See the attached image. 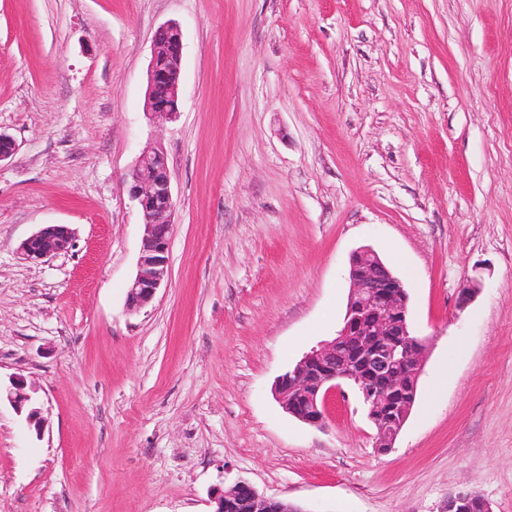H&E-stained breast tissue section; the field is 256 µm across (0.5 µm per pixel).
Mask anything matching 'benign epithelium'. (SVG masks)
<instances>
[{"instance_id":"1","label":"benign epithelium","mask_w":512,"mask_h":512,"mask_svg":"<svg viewBox=\"0 0 512 512\" xmlns=\"http://www.w3.org/2000/svg\"><path fill=\"white\" fill-rule=\"evenodd\" d=\"M183 35L169 23L157 29L147 75L146 115L173 119L179 113V78ZM129 197L141 209L144 232L137 272L126 297L127 310L138 312L155 298L169 275V245L175 202L167 160L157 148L143 151L125 180ZM73 245V231L66 224H46L24 239L20 253L33 262L66 253ZM350 294L337 337L305 353L283 373L274 396L296 419L320 427L325 422L328 395L343 385L358 388L368 419L375 428V447L381 453L394 448L410 409L426 345L413 335L408 321V296L403 282L370 249L354 252L349 260ZM8 402L41 434L43 419L33 406L27 383L21 378L0 387V402ZM249 497L250 512H302L284 500L266 497L249 482L239 480L214 498V512H224L240 493ZM492 512L489 503L473 492L448 495L440 512Z\"/></svg>"}]
</instances>
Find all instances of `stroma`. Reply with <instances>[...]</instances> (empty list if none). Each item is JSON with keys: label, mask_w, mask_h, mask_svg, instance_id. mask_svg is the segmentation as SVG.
<instances>
[{"label": "stroma", "mask_w": 512, "mask_h": 512, "mask_svg": "<svg viewBox=\"0 0 512 512\" xmlns=\"http://www.w3.org/2000/svg\"><path fill=\"white\" fill-rule=\"evenodd\" d=\"M172 21L179 114L153 122ZM0 131V382L24 377L45 421L0 404V512H212L241 479L304 512H439L460 490L512 512V0H0ZM149 145L175 226L132 313L123 180ZM43 224L73 246L26 262ZM360 248L427 343L387 454L352 389L320 427L272 396L339 330ZM147 75L146 115L150 119L172 120L179 113V78L183 53V35L173 23L157 29Z\"/></svg>", "instance_id": "stroma-1"}]
</instances>
